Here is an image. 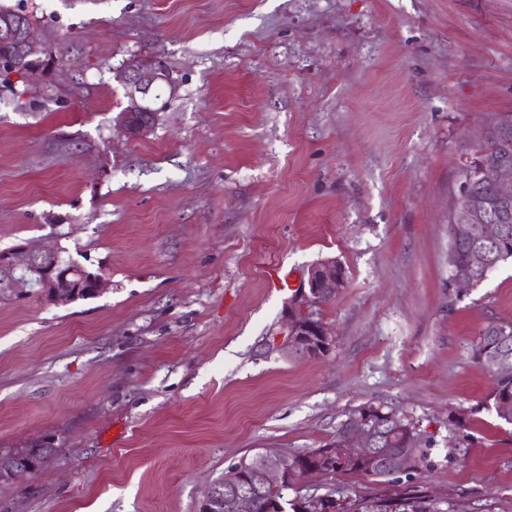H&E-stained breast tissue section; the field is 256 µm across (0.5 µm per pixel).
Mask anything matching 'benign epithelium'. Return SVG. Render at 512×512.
Listing matches in <instances>:
<instances>
[{"label": "benign epithelium", "instance_id": "obj_1", "mask_svg": "<svg viewBox=\"0 0 512 512\" xmlns=\"http://www.w3.org/2000/svg\"><path fill=\"white\" fill-rule=\"evenodd\" d=\"M0 44L13 51L8 68L26 76L44 72L52 64L51 57L34 40L33 28L22 12L0 13ZM129 86L130 105L116 117L120 133L131 139L147 136L152 130L155 112L151 107L155 88L168 84L170 93L176 86L167 70L157 61H134L124 74ZM478 178L468 171L461 174L458 183L451 223L472 224L478 240L493 243L503 233L504 213L512 210V161L502 159L495 168V205L499 212L492 213L490 202L476 189ZM107 279L100 271H90L77 263L65 267L59 252L32 242L19 244L0 252V302L36 297L47 304H63L78 300L81 295L97 296L105 289ZM345 287V279L334 260L312 265L307 279L291 300L288 315L280 332L282 346L296 355L328 352L333 337L317 309ZM32 450L19 448L11 452L9 460H0V481H16L35 469ZM355 461L369 466L382 461L392 472H403L409 467V457L380 447V441L362 420L348 427L339 445H330L306 454L305 464L296 466L288 455L274 449L263 448L253 454L250 479L265 488L296 486L308 477L336 473V466ZM330 499L310 495L303 498L304 512H327ZM204 512H255V496L251 493H224L223 487L212 484L201 504Z\"/></svg>", "mask_w": 512, "mask_h": 512}]
</instances>
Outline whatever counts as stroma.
<instances>
[{"label": "stroma", "mask_w": 512, "mask_h": 512, "mask_svg": "<svg viewBox=\"0 0 512 512\" xmlns=\"http://www.w3.org/2000/svg\"><path fill=\"white\" fill-rule=\"evenodd\" d=\"M46 75L0 79V249L102 268L99 296L0 302V452L52 455L0 512H199L258 449L323 447L375 405L427 459L331 474L291 497L431 491L512 512V424L474 358L512 320V262L454 288L457 165L512 113V0H0ZM178 83L152 131L115 126L123 75ZM345 286L320 357L279 347L308 268Z\"/></svg>", "instance_id": "35a3bbf8"}]
</instances>
